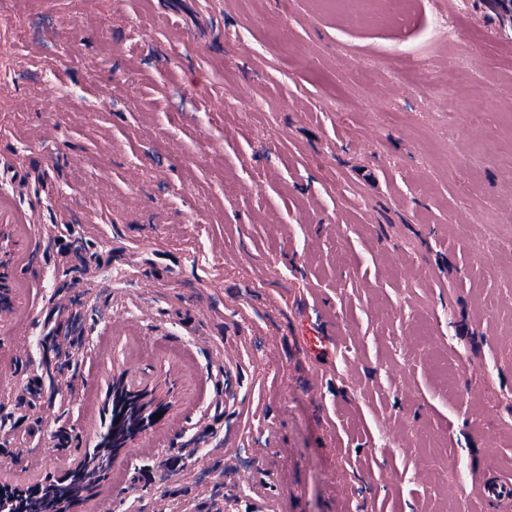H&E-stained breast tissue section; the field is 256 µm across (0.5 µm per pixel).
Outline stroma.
Instances as JSON below:
<instances>
[{
    "mask_svg": "<svg viewBox=\"0 0 512 512\" xmlns=\"http://www.w3.org/2000/svg\"><path fill=\"white\" fill-rule=\"evenodd\" d=\"M13 3L0 484L72 469L121 372L170 406L70 512H460L512 469V10ZM462 509L468 511V504L474 498L482 500L489 510L510 512L512 510V473L489 463L476 483L463 486L460 490Z\"/></svg>",
    "mask_w": 512,
    "mask_h": 512,
    "instance_id": "obj_1",
    "label": "stroma"
}]
</instances>
